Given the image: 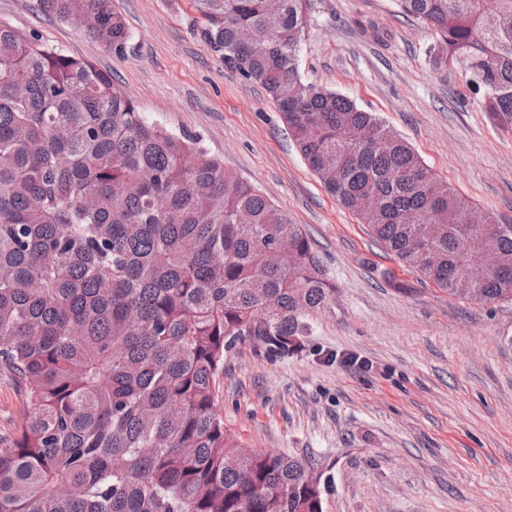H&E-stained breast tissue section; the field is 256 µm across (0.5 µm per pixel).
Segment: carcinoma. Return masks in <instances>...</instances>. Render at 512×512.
<instances>
[{
    "label": "carcinoma",
    "instance_id": "obj_1",
    "mask_svg": "<svg viewBox=\"0 0 512 512\" xmlns=\"http://www.w3.org/2000/svg\"><path fill=\"white\" fill-rule=\"evenodd\" d=\"M433 63L465 64L512 132V0H398ZM204 43L276 102L305 162L407 266L512 304V224L437 178L298 52L315 0H193ZM113 54L110 0H39ZM253 32L251 42L240 33ZM372 131L359 143L352 132ZM307 235L193 139L150 124L90 62L0 24V369L31 409L0 448V512H323L317 468L244 457L224 428V353L284 357L335 293Z\"/></svg>",
    "mask_w": 512,
    "mask_h": 512
}]
</instances>
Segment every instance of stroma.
Masks as SVG:
<instances>
[{"instance_id":"35a3bbf8","label":"stroma","mask_w":512,"mask_h":512,"mask_svg":"<svg viewBox=\"0 0 512 512\" xmlns=\"http://www.w3.org/2000/svg\"><path fill=\"white\" fill-rule=\"evenodd\" d=\"M132 36L112 55L37 0L0 23L94 63L146 121L197 138L310 238L336 285L297 349L224 355L225 427L245 447L315 462L324 512H512V304L448 295L341 208L297 152L277 105L198 33L192 0H112ZM432 31L396 0H317L302 79L404 136L468 200L512 224V133L463 64L436 67ZM30 409L0 371V446Z\"/></svg>"}]
</instances>
